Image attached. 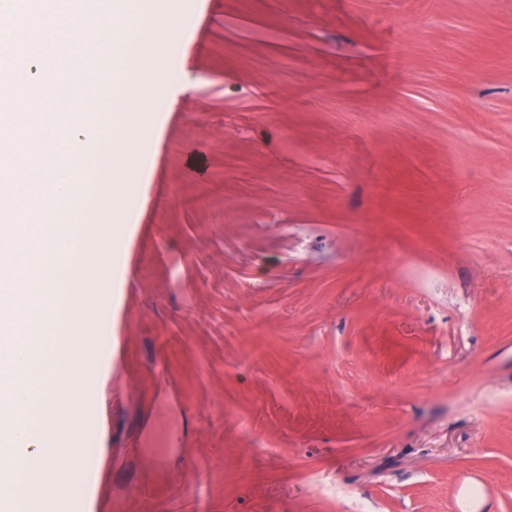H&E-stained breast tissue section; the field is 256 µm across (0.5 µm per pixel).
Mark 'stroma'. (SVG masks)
<instances>
[{
    "label": "stroma",
    "instance_id": "35a3bbf8",
    "mask_svg": "<svg viewBox=\"0 0 512 512\" xmlns=\"http://www.w3.org/2000/svg\"><path fill=\"white\" fill-rule=\"evenodd\" d=\"M75 512H512V0H186Z\"/></svg>",
    "mask_w": 512,
    "mask_h": 512
}]
</instances>
